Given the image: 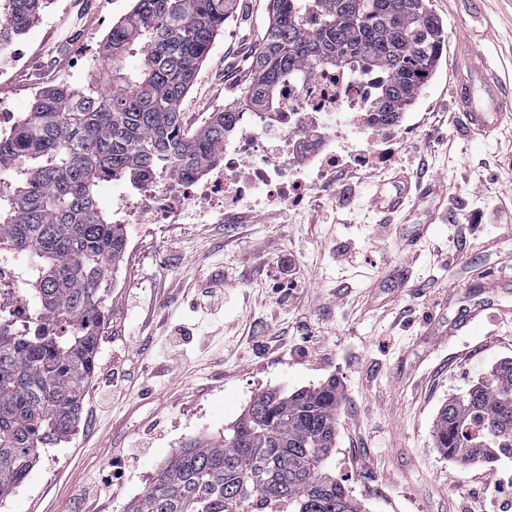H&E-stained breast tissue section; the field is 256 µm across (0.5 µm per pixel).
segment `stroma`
<instances>
[{
	"label": "stroma",
	"mask_w": 512,
	"mask_h": 512,
	"mask_svg": "<svg viewBox=\"0 0 512 512\" xmlns=\"http://www.w3.org/2000/svg\"><path fill=\"white\" fill-rule=\"evenodd\" d=\"M268 3L236 0L181 101L186 132L240 97L263 43ZM132 6L53 0L0 50V101L21 118L46 88L104 74V42ZM430 7L444 24L445 48L397 139L404 172L432 194L380 211L373 196L392 173L365 167L330 224L301 207L255 211L243 224L125 225L137 251L124 258L106 298L105 335L75 432L43 452L0 512H88L78 497L82 483L111 473L113 459L156 428L158 440L127 464L102 504L104 512H125L182 442L219 436L262 392L290 393L330 378L345 394L331 465L369 512H472L471 502L486 498L487 512H512V493L501 499L488 491L491 476L512 471V458L452 459L432 434L448 400L512 360V225L488 214L489 196L512 202V127L464 138L456 72L469 44L494 59L512 92V0H430ZM404 224L432 230L404 251ZM287 254L304 268L313 297L302 314L273 285L275 264ZM400 267L410 285L394 278ZM187 283L223 288L224 333L184 368L160 358L161 338L143 320L162 313L205 331L183 294ZM479 304L489 317L458 328Z\"/></svg>",
	"instance_id": "1"
}]
</instances>
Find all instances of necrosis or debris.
I'll use <instances>...</instances> for the list:
<instances>
[{
  "label": "necrosis or debris",
  "mask_w": 512,
  "mask_h": 512,
  "mask_svg": "<svg viewBox=\"0 0 512 512\" xmlns=\"http://www.w3.org/2000/svg\"><path fill=\"white\" fill-rule=\"evenodd\" d=\"M369 76L318 69L281 85L278 110L240 114L217 158L200 174L165 175L112 200L120 224H174L205 204L220 210L303 205L311 184L306 169L326 172L348 146L375 149L392 128L375 121L367 105Z\"/></svg>",
  "instance_id": "4bbe7bcc"
}]
</instances>
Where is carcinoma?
<instances>
[{
  "label": "carcinoma",
  "mask_w": 512,
  "mask_h": 512,
  "mask_svg": "<svg viewBox=\"0 0 512 512\" xmlns=\"http://www.w3.org/2000/svg\"><path fill=\"white\" fill-rule=\"evenodd\" d=\"M48 0H3L0 47ZM273 19L239 103L184 131L180 102L233 0H134L104 44L112 90L92 80L34 98L0 135V254L24 256L37 302L21 331L0 317V500L74 431L94 375L111 288L125 256L122 225L99 207L105 182L135 187L168 172L192 176L240 112H272L285 81L356 68L380 87L370 111L396 123L443 54L428 0H271ZM319 23H306L309 13ZM138 52V64L126 60ZM343 389L334 378L253 399L217 438L176 449L126 512H366L329 466ZM433 436L448 457L512 458V361L448 402Z\"/></svg>",
  "instance_id": "obj_1"
}]
</instances>
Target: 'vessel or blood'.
I'll use <instances>...</instances> for the list:
<instances>
[{
  "label": "vessel or blood",
  "instance_id": "vessel-or-blood-1",
  "mask_svg": "<svg viewBox=\"0 0 512 512\" xmlns=\"http://www.w3.org/2000/svg\"><path fill=\"white\" fill-rule=\"evenodd\" d=\"M463 61L466 71L477 72L482 75L483 81L479 91L467 94L461 100V125L468 135L486 138L505 122L512 121V96L503 93L499 82L486 80L485 75L490 69L486 57L478 53H467ZM397 182L401 186L397 195L383 192L376 194L374 203L380 210L395 211L403 205L412 184L405 176L398 177Z\"/></svg>",
  "mask_w": 512,
  "mask_h": 512
}]
</instances>
